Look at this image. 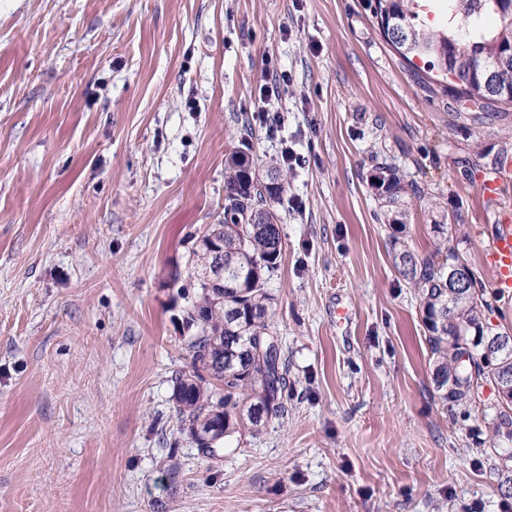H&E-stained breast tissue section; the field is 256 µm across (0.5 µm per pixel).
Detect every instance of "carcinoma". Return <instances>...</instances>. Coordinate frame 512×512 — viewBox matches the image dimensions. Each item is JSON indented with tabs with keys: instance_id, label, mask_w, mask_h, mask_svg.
Segmentation results:
<instances>
[{
	"instance_id": "carcinoma-1",
	"label": "carcinoma",
	"mask_w": 512,
	"mask_h": 512,
	"mask_svg": "<svg viewBox=\"0 0 512 512\" xmlns=\"http://www.w3.org/2000/svg\"><path fill=\"white\" fill-rule=\"evenodd\" d=\"M446 6L453 26L430 28L420 20V0H369L377 19L383 17L405 29L406 43L401 55L424 62L428 71H450L465 88L451 97L466 115L494 106L477 82L480 68L498 62L495 86L512 91V5L507 0H434ZM226 173L224 220L213 224L192 247L187 275L198 277L193 291H180L185 301L186 327L194 330L186 338L192 373L176 379L173 399L181 430H194L209 423L215 401L224 406V436L247 430H261L281 415L286 370L278 336L270 318L272 295L267 281L282 259V237L273 204L282 192L269 186L270 176L284 178L282 168L271 164L262 169L253 158L237 149L224 160ZM375 187L382 214L388 224L401 230L406 211L401 202L408 193L397 173L387 170L376 177ZM212 234L224 238V287L210 284L200 276L211 261L205 240ZM396 264L405 280L415 288L423 304V322L429 332L436 391L444 400L458 404L474 402L475 389L484 381L500 384L512 376V336L491 335L499 344L493 364L463 359L459 346L462 329L482 327V310L490 307L484 289L472 279L458 295L448 292L449 267L464 260L454 249H436L420 259L401 246ZM224 298L220 304L217 299ZM259 405L257 416L242 409Z\"/></svg>"
}]
</instances>
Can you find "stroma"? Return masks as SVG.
<instances>
[{"instance_id":"35a3bbf8","label":"stroma","mask_w":512,"mask_h":512,"mask_svg":"<svg viewBox=\"0 0 512 512\" xmlns=\"http://www.w3.org/2000/svg\"><path fill=\"white\" fill-rule=\"evenodd\" d=\"M453 106L368 0H0V512H512L497 390L441 399L393 261V236L425 257L447 222L486 323L512 333L486 251L512 215V107ZM244 145L299 158L267 283L288 389L213 456L175 411L191 357L172 276ZM385 168L417 189L400 233ZM375 177L374 183L378 191V200L380 209L384 218H387L388 224L395 226L396 230H401L406 225V211L400 207L404 196L408 193V188L394 170L388 169Z\"/></svg>"}]
</instances>
